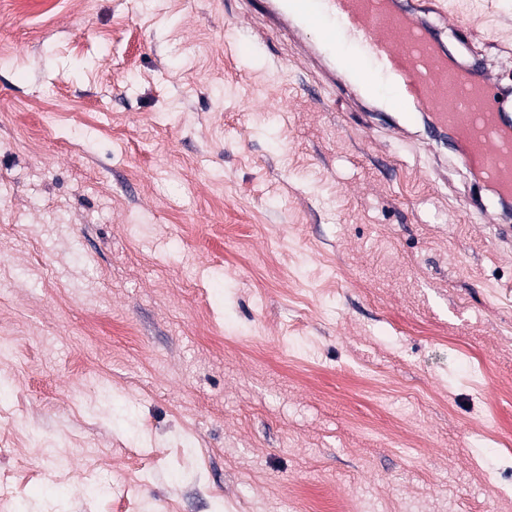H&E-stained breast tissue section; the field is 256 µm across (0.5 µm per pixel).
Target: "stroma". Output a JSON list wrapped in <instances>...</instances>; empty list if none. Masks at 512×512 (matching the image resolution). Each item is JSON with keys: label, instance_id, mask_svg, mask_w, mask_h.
Wrapping results in <instances>:
<instances>
[{"label": "stroma", "instance_id": "stroma-1", "mask_svg": "<svg viewBox=\"0 0 512 512\" xmlns=\"http://www.w3.org/2000/svg\"><path fill=\"white\" fill-rule=\"evenodd\" d=\"M0 8V512H512L504 209L238 0ZM512 86V0H442Z\"/></svg>", "mask_w": 512, "mask_h": 512}]
</instances>
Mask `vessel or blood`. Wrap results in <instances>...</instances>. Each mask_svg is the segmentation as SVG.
Here are the masks:
<instances>
[{
    "mask_svg": "<svg viewBox=\"0 0 512 512\" xmlns=\"http://www.w3.org/2000/svg\"><path fill=\"white\" fill-rule=\"evenodd\" d=\"M269 26L295 37L298 53L351 102L379 98L404 133L423 117L458 160L478 166L485 183L512 197V105L479 63H450L426 13L437 0H267ZM315 29L318 48L300 38Z\"/></svg>",
    "mask_w": 512,
    "mask_h": 512,
    "instance_id": "vessel-or-blood-1",
    "label": "vessel or blood"
}]
</instances>
